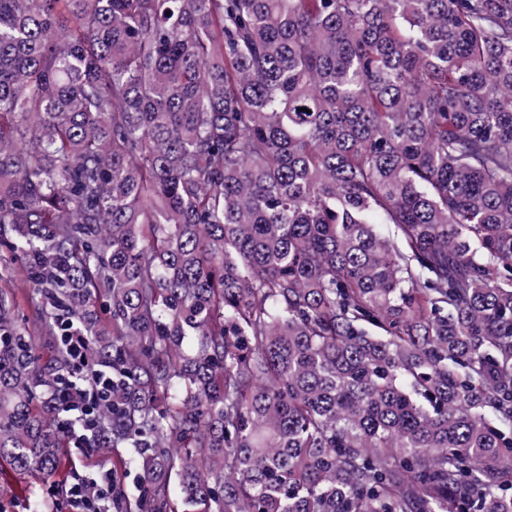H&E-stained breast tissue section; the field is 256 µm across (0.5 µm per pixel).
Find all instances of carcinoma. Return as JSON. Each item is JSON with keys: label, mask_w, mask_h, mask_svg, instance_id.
Masks as SVG:
<instances>
[{"label": "carcinoma", "mask_w": 512, "mask_h": 512, "mask_svg": "<svg viewBox=\"0 0 512 512\" xmlns=\"http://www.w3.org/2000/svg\"><path fill=\"white\" fill-rule=\"evenodd\" d=\"M1 246L16 472L71 323L112 512H512V0H0ZM10 288L16 295L19 304V318L23 317L26 320L27 326L30 331H33L35 309L34 304L30 299L29 286L25 281V276L19 264L15 265L13 276L7 282H0V287Z\"/></svg>", "instance_id": "carcinoma-1"}]
</instances>
